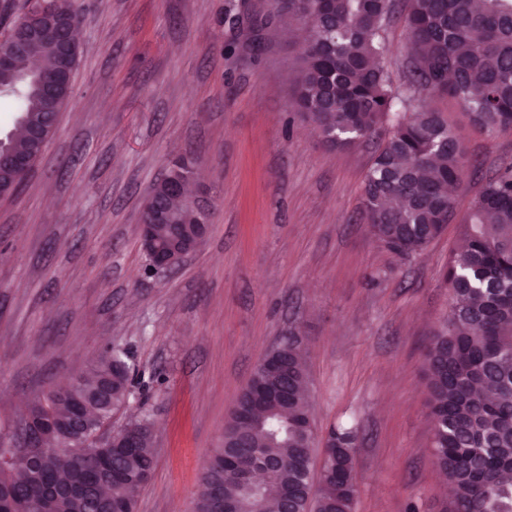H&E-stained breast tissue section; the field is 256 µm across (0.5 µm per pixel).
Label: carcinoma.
Listing matches in <instances>:
<instances>
[{"mask_svg":"<svg viewBox=\"0 0 512 512\" xmlns=\"http://www.w3.org/2000/svg\"><path fill=\"white\" fill-rule=\"evenodd\" d=\"M303 21L300 69L295 81L297 116L332 147L350 148L376 139L365 175L362 207L371 231L399 259L425 250L439 237L446 214L455 212L448 187L464 183L466 147L435 98L455 101L469 121L487 133L512 129V0H408L405 27L410 45L403 91L394 89L385 30L394 0H289ZM0 101L10 112L8 149L32 151L31 131L48 139L72 97L81 55L34 41L25 53L0 39ZM59 76L53 104L30 74ZM25 176L0 165V196L16 195ZM460 248L449 262L448 314L424 352L433 455L452 489L447 512H512V164L484 184L462 222ZM128 352L106 347L74 385L78 398L53 388L37 407L55 420L79 412L96 432L133 395ZM304 356L292 336L272 345L224 424L201 475L194 512H354L357 428L339 425L324 437L318 478L316 444ZM152 423L143 419L117 432L129 440L112 456V509L134 512L135 493L156 461ZM42 481L32 460L0 467V497L33 500L64 476L92 490L100 468L90 446L72 448L49 439L40 451ZM263 470L267 480L248 485ZM94 499L60 494L52 512H91Z\"/></svg>","mask_w":512,"mask_h":512,"instance_id":"1","label":"carcinoma"}]
</instances>
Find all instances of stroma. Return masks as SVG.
<instances>
[{
  "label": "stroma",
  "mask_w": 512,
  "mask_h": 512,
  "mask_svg": "<svg viewBox=\"0 0 512 512\" xmlns=\"http://www.w3.org/2000/svg\"><path fill=\"white\" fill-rule=\"evenodd\" d=\"M78 3L74 97L21 191L0 197V432L119 344L143 386L112 426H155L156 465L135 512H192L256 363L295 332L316 434L359 424L354 512H443L424 349L448 312L458 218L512 161V130L485 133L454 101H436L474 168L457 220L398 260L361 205L376 142L330 147L295 114L296 19L267 29L257 54L239 12L267 13L268 0ZM406 8L397 0L385 33L398 90ZM178 155L195 158L215 199L210 232L151 277L139 211Z\"/></svg>",
  "instance_id": "1"
}]
</instances>
